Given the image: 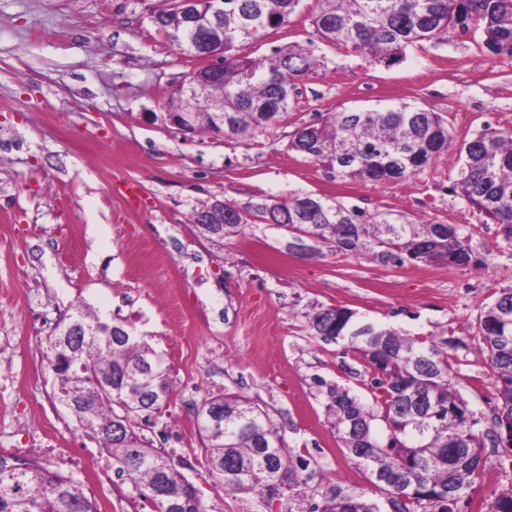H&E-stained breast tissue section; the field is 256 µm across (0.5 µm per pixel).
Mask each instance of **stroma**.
<instances>
[{"instance_id":"stroma-1","label":"stroma","mask_w":512,"mask_h":512,"mask_svg":"<svg viewBox=\"0 0 512 512\" xmlns=\"http://www.w3.org/2000/svg\"><path fill=\"white\" fill-rule=\"evenodd\" d=\"M158 4L0 0V430L22 438L53 422L49 469L80 477L87 455L111 468L98 440L57 401L46 338L31 324L35 315L59 319L80 298L164 354L168 404L135 427L184 461L209 512L289 507L282 496L261 507L255 496L206 483L195 406L227 389L267 407L320 481L367 486V472L339 450L312 384L318 375L368 394L363 357L311 336L308 326L314 308L347 307L447 352L451 381L486 438L469 500L490 504L512 487V450L488 440L497 383L477 318L481 304L512 288V249L490 219L451 193L447 154L409 181L376 185L286 144L297 127L337 110L402 102L440 113L457 145L487 127L512 131V66L471 31L410 48L391 68L323 44L327 67L300 83L276 128L250 140L183 135L165 124L164 103L197 61L157 32L150 15ZM313 4L302 0L297 18L243 54L307 41ZM263 194H312L457 224L476 263L385 266L328 247L310 258L289 252L281 229L219 239L186 218L215 197L243 203ZM180 430L184 443L172 447Z\"/></svg>"}]
</instances>
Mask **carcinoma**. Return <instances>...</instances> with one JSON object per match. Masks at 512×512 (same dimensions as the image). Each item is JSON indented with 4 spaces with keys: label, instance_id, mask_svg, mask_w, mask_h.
<instances>
[{
    "label": "carcinoma",
    "instance_id": "1",
    "mask_svg": "<svg viewBox=\"0 0 512 512\" xmlns=\"http://www.w3.org/2000/svg\"><path fill=\"white\" fill-rule=\"evenodd\" d=\"M167 2L152 22L180 51L207 52L209 31L224 37V60L214 75L224 84V100L192 85L187 75L166 102L165 120L185 135L199 130L235 140L263 135L288 112L296 82L325 66L312 39L275 46L258 58L240 55L241 45L263 42L288 24L301 0H198L190 22L175 11L174 0ZM315 2L311 25L318 40L387 68L403 62L407 48L440 41L460 24L480 32L491 54L512 59V0ZM449 144L446 120L403 103L336 111L294 130L288 149L353 179L385 184L424 171ZM455 167L450 192L490 217L512 248V134L484 129L460 146ZM221 204L210 200L193 208L191 223L217 238L261 225L284 229L288 251L304 256L327 245L387 266L473 263L469 237L455 224L370 214L311 194ZM74 322L84 329L76 344L63 340ZM308 325L322 341H342L361 353L373 372L371 402L345 386L315 379L339 448L369 472L373 489L328 481L308 512H384V499L394 512H462L459 504L481 475L482 439L468 402L449 379L448 356L346 307L322 306ZM477 327L497 382L493 442L511 448L512 288L480 307ZM46 359L58 380L59 401L100 438L116 470L149 491L156 512H208L183 465L148 446L132 426L135 417L161 410L170 395L168 368L151 344L128 324L104 321L80 301L48 337ZM117 423L122 432L106 437L103 430ZM196 425L205 472L214 485L261 498L286 493L288 512L307 500L304 488L315 470L288 449L267 409L226 389L202 399ZM160 479L168 498L151 494ZM0 512H99V507L72 477L37 460L0 453Z\"/></svg>",
    "mask_w": 512,
    "mask_h": 512
}]
</instances>
